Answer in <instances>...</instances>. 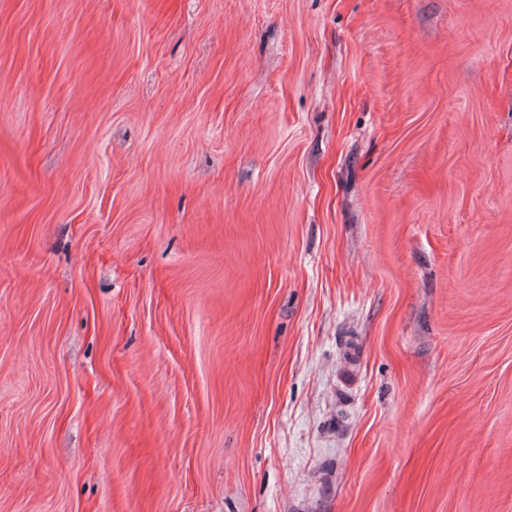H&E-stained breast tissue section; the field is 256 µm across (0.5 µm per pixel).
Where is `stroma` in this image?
Instances as JSON below:
<instances>
[{"label": "stroma", "mask_w": 512, "mask_h": 512, "mask_svg": "<svg viewBox=\"0 0 512 512\" xmlns=\"http://www.w3.org/2000/svg\"><path fill=\"white\" fill-rule=\"evenodd\" d=\"M0 512H512V0H0Z\"/></svg>", "instance_id": "stroma-1"}]
</instances>
